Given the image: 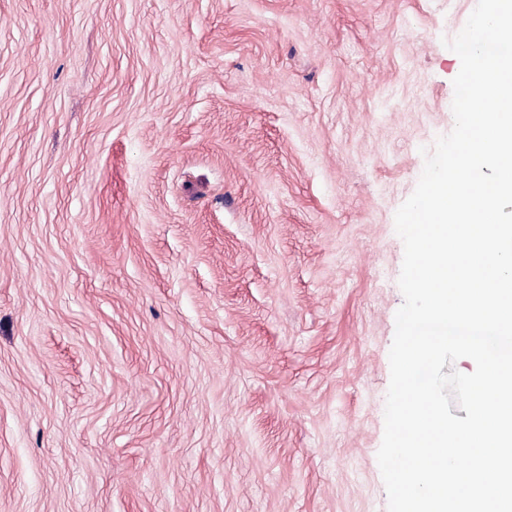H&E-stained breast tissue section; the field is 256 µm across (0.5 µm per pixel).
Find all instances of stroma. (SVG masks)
<instances>
[{
  "instance_id": "obj_1",
  "label": "stroma",
  "mask_w": 512,
  "mask_h": 512,
  "mask_svg": "<svg viewBox=\"0 0 512 512\" xmlns=\"http://www.w3.org/2000/svg\"><path fill=\"white\" fill-rule=\"evenodd\" d=\"M476 5L0 0V512H387Z\"/></svg>"
}]
</instances>
